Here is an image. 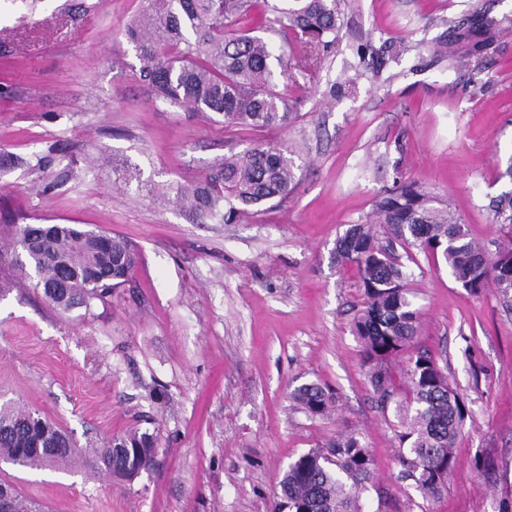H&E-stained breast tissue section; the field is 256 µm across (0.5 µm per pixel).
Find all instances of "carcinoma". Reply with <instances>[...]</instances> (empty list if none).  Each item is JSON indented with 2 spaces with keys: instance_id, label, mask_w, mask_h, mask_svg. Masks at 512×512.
Returning a JSON list of instances; mask_svg holds the SVG:
<instances>
[{
  "instance_id": "carcinoma-1",
  "label": "carcinoma",
  "mask_w": 512,
  "mask_h": 512,
  "mask_svg": "<svg viewBox=\"0 0 512 512\" xmlns=\"http://www.w3.org/2000/svg\"><path fill=\"white\" fill-rule=\"evenodd\" d=\"M342 0H148L143 12L125 29L142 62L139 79L163 100L191 112L222 118L224 129L264 131L290 125L299 118L300 96L278 89L272 65L293 78L292 70L309 67L308 58H288L289 40L325 53L336 47L341 31ZM469 18L480 24L482 38L471 43L464 56L444 42L438 51L448 59V70L459 66L482 71L488 51L506 30L503 22L485 18L475 7ZM263 28L277 34L281 46L253 35ZM295 164L288 150L264 143L224 158L202 179L187 185L168 184L170 195L197 219L232 221L245 208L286 197L295 187ZM395 186L378 196L373 219L351 224L336 240V261L354 266L364 294L363 309L353 321L368 378L382 403L395 387L388 364L409 353L407 386L399 414L398 463L415 480L428 500L445 489L456 465L454 448L465 421L464 404L448 384L427 350L414 346L419 313L410 300V274L396 247L415 248L445 261L449 275L472 294L491 286L512 300V247L491 255L467 236L465 225L449 204L416 181L397 176ZM494 224H512V191L490 199ZM21 254L16 264L33 271L35 288L56 281L61 273L72 278L71 298L43 292L63 311L89 307L114 288L125 284L138 262L137 249L128 241L83 229L75 224H53L31 238L25 227L14 230ZM292 400L314 416L329 414L336 395L315 382L304 383ZM126 450L122 462L112 465V449ZM72 438L38 412L0 406V460L17 468L59 469L70 462ZM155 440L130 434L109 441L96 453L100 471L131 480L152 464ZM373 454L354 432L338 435L309 449L288 464L280 481L273 512H363V494L374 483ZM11 489L10 512H42V506Z\"/></svg>"
}]
</instances>
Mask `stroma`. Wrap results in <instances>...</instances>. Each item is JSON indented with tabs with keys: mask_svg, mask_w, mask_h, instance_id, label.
Listing matches in <instances>:
<instances>
[{
	"mask_svg": "<svg viewBox=\"0 0 512 512\" xmlns=\"http://www.w3.org/2000/svg\"><path fill=\"white\" fill-rule=\"evenodd\" d=\"M474 2L352 0L335 50L298 79L296 122L257 132L225 130L138 79L124 29L147 0H0V154L48 160L0 167V403L39 411L80 450L69 470L5 464L0 479L45 512H271L288 464L352 430L374 456L367 512H512V304L468 293L431 255L407 264L416 341L468 408L444 493L427 501L396 459L407 358L380 406L352 331L360 279L332 256L398 174L448 200L489 251L512 245L488 210L512 188V29L479 76L436 59ZM367 41L409 50L379 71L358 60ZM346 77L352 89L334 94ZM272 141L296 186L231 223L112 174L119 157L146 182L194 181ZM67 167L76 178L44 192ZM16 224L120 235L139 263L104 300L64 312L16 264ZM311 381L338 397L328 416L290 398ZM130 432L155 438L152 466L131 481L95 469V450Z\"/></svg>",
	"mask_w": 512,
	"mask_h": 512,
	"instance_id": "obj_1",
	"label": "stroma"
}]
</instances>
